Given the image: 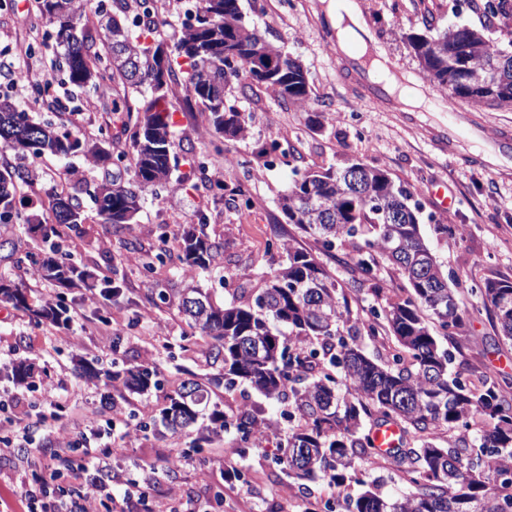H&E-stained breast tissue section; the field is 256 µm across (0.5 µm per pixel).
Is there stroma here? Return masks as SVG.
<instances>
[{"mask_svg": "<svg viewBox=\"0 0 512 512\" xmlns=\"http://www.w3.org/2000/svg\"><path fill=\"white\" fill-rule=\"evenodd\" d=\"M251 27L266 40L285 46L302 65L309 98L298 107L274 91L256 84L243 89L234 83L225 91L227 104L249 114V134L238 140H219L212 134L198 106H187L183 85L172 87L173 154L177 166L166 184L143 194L135 220L120 230L104 224L93 207L77 228H62L58 259H71L94 280L110 277L111 301L99 290L59 288L28 281L34 294L62 299L77 317L68 326L36 322L7 302H0V428L9 417L21 414L67 417L81 412L95 421L102 436L100 450L110 462L103 480L111 498L101 512H110L113 498L126 502V512H151L155 502L172 490L193 500L202 512H306L317 502L333 497L326 480L299 486L280 462L279 444L289 429L280 419L260 448L241 455L235 434L196 441L191 434L158 432L151 418L164 393H126L117 397L111 386L85 377L84 364L100 359L125 368L153 360L168 386L208 374L203 348L175 304L162 295L193 284L208 291L213 302L224 304L234 289H257L270 272L286 260L283 250L271 246L273 234L293 239L296 247L317 252L311 237L302 235L283 216L278 200L289 188L295 171L315 170L353 162L386 171L406 186L420 208L426 240L450 287L458 292L462 309L475 298L470 289L487 279L512 281V157L478 151L463 143L456 157L434 147L429 137L448 125L446 95L423 71L408 38L433 28L461 26L478 32L489 44L512 47V14L488 19L474 11L469 0H361L358 20L374 56L390 63L402 85L417 90L435 111L398 106L392 94L373 103L358 73L344 64V52L329 30L324 0H241ZM51 27L37 16L34 0H0V91L29 113L34 122H51L106 140L112 152H131L129 133L123 132L112 103L116 92L82 93L68 84L55 66L49 48ZM32 45L19 54V44ZM27 71L44 78L52 100L66 103V111L51 103L35 102L32 84L10 89V71ZM461 122L480 133L483 141L512 127V109H493L472 99L456 107ZM278 144L286 163L265 166L263 152ZM211 157L209 167L195 164L198 156ZM243 157L245 166L225 165V155ZM25 167L34 178L19 184L16 202L23 214L42 220L52 217L50 201L67 181L96 183L111 175L112 164L95 166L84 159L18 158L0 150V170ZM246 185V196L235 189ZM205 223L223 252L210 270H189L179 259L184 229ZM448 225L452 236L442 237L434 225ZM166 248L163 262L152 270L135 262V255ZM120 335L113 347L112 335ZM462 352L452 364L468 375L490 369L512 381V342L505 340L489 315L466 321L455 338ZM25 361L34 368V387H17L10 367ZM54 390V400L42 397ZM139 428L128 445L112 448L106 437L114 412ZM234 463L239 480L228 478L227 463Z\"/></svg>", "mask_w": 512, "mask_h": 512, "instance_id": "obj_1", "label": "stroma"}]
</instances>
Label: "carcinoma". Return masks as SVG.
<instances>
[{"instance_id":"carcinoma-1","label":"carcinoma","mask_w":512,"mask_h":512,"mask_svg":"<svg viewBox=\"0 0 512 512\" xmlns=\"http://www.w3.org/2000/svg\"><path fill=\"white\" fill-rule=\"evenodd\" d=\"M87 0H37L38 16L53 29L61 49L68 83L97 90L109 82L124 91L150 95L136 111L132 154L116 161L133 171V182L114 177L93 188L73 184L56 195L57 223L22 217L11 191L13 177L0 172V227L23 221L40 232L43 246L59 251L58 226L85 221L80 195L86 193L103 223L118 229L140 211L141 193L172 175V115L169 84L184 74L187 103L207 113L213 132L242 139L249 132L244 113L224 103L226 87L243 79L256 81L280 97L302 104L309 97L301 64L283 46L261 38L245 20L239 0H198L195 26L182 27L173 55L161 67L160 46L149 41L157 27L153 0H112V12L98 11L92 23ZM411 45L430 80L452 99L473 98L491 108L512 109V52L487 44L463 27L436 35L415 34ZM0 143L20 156L77 154L96 164L109 152L51 122L35 123L9 98L0 96ZM343 168L309 171L293 180L280 198L288 223L316 238L321 252H345L353 287L333 276L319 258L280 241L287 262L264 281L260 290L228 305L214 304L208 292L192 286L177 299L179 312L206 345L207 364L222 365L209 384L231 391L247 385L276 401L280 416L293 426L283 443L288 476L308 479L317 473L336 490L343 512H512V382L488 371L465 380L453 373L452 351L445 342L457 334L468 316L487 311L502 336L512 341V282L487 279L470 289L479 302L470 313L459 309L436 257L423 236L419 208L411 194L387 172L364 167L356 188H347ZM221 251L206 225L188 232L180 259L191 269L207 270ZM16 243L0 238V262L21 267ZM388 267L407 283L406 293L393 294L381 277ZM33 274L60 288L92 287L89 274L71 262L44 260ZM0 301L30 311L41 321L64 326L69 310L61 303L31 295L23 281L0 277ZM388 346L382 358L366 352L364 341ZM90 379L123 381L136 393L159 390L164 375L142 363L116 370L104 363L88 365ZM25 362L12 367L13 382L32 385ZM395 422L413 435L416 447L391 455L406 476L409 489L392 496L379 480L363 478L362 463L377 455L364 420ZM154 420L168 431L196 429L203 439L226 431L228 416L210 403L209 389L185 381L166 394ZM272 418L260 410H243L231 424L246 448L259 445ZM476 430L479 438H462L446 447L435 441L441 429ZM362 487L343 496L350 483Z\"/></svg>"}]
</instances>
